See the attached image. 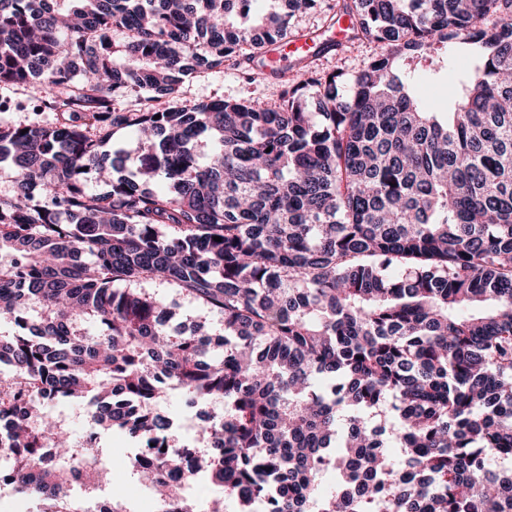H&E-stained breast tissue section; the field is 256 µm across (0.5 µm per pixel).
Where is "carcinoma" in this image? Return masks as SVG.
Returning a JSON list of instances; mask_svg holds the SVG:
<instances>
[{"label":"carcinoma","mask_w":512,"mask_h":512,"mask_svg":"<svg viewBox=\"0 0 512 512\" xmlns=\"http://www.w3.org/2000/svg\"><path fill=\"white\" fill-rule=\"evenodd\" d=\"M249 2L0 0V83L58 115L0 125V481L44 512L105 489L102 450L43 417L81 398L154 457L132 475L163 512H194L165 479L175 388L224 399L195 469L237 512H512V0H342L378 48L348 96L305 64L272 104L181 100L266 69L316 6ZM435 42L485 52L451 112L401 66ZM142 288H146L150 293H155L162 297L167 304H175L182 321L190 322L196 317L204 314L203 310L197 303L178 294L171 288L158 286L153 283L144 284L142 285Z\"/></svg>","instance_id":"carcinoma-1"}]
</instances>
